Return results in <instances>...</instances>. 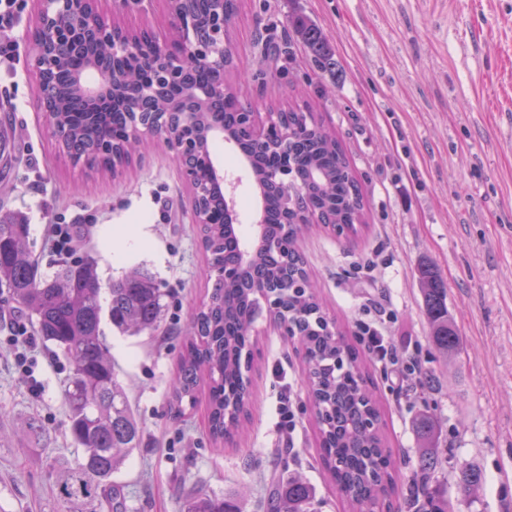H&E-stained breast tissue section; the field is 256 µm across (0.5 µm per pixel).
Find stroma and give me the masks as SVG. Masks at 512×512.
<instances>
[{"instance_id":"obj_1","label":"stroma","mask_w":512,"mask_h":512,"mask_svg":"<svg viewBox=\"0 0 512 512\" xmlns=\"http://www.w3.org/2000/svg\"><path fill=\"white\" fill-rule=\"evenodd\" d=\"M37 7L25 0L19 21L0 28V44L21 48L0 57V121H9L20 154L7 175V205L27 219L40 273L64 261L49 235L64 224L78 232L76 254H94L102 281L144 267L166 290L164 332L104 331L142 429L141 447L116 477L129 512H180L183 498L213 492L237 499L243 512H263V482L273 475L306 479L317 512H348L320 459L303 355L268 310L254 323L243 432L213 444L203 399L182 417L170 413L181 330L215 282L191 222L190 191L160 135L116 176L59 154L29 65ZM100 8L130 29L172 33V0H101ZM297 12L328 38L333 68L319 69L296 41L288 19ZM227 49L247 75L241 100L262 113L308 103L335 131L366 197L358 236L316 225L295 249L346 342H357L361 308H381L400 361L417 359L431 380L423 388L366 359L397 461L394 502L416 469L415 420L427 413L439 422L435 481L453 512H512V0H244ZM213 156L235 186L239 226L252 239L259 201L247 164L221 139ZM425 261L444 279L465 345L452 362L429 340L417 279ZM34 357L37 397L9 355L0 356V512H64L57 481L79 454L66 426L70 365L41 343ZM286 392L292 430L278 425ZM464 464L484 475L471 503L455 485Z\"/></svg>"}]
</instances>
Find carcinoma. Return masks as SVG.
Wrapping results in <instances>:
<instances>
[{"instance_id":"carcinoma-1","label":"carcinoma","mask_w":512,"mask_h":512,"mask_svg":"<svg viewBox=\"0 0 512 512\" xmlns=\"http://www.w3.org/2000/svg\"><path fill=\"white\" fill-rule=\"evenodd\" d=\"M291 28L319 66L329 68L333 51L320 28L300 14L291 18ZM182 63L190 73V85H208L213 73L209 60L190 54L182 57ZM83 66L80 54L64 59L52 78L59 101H74L70 76ZM117 69L115 90L120 92L140 80L144 61L133 55ZM245 109L233 88L224 85L225 136L232 135L237 114ZM57 120L62 137L77 146L76 165L110 169L113 153L127 162L143 147L141 141L128 146L122 142L121 112L101 118L72 106L57 113ZM275 122L293 129L288 154L268 144L242 147L251 176L262 189L261 223L251 243L218 214L212 223L200 225L216 283L207 307L187 325L188 340L172 382L169 408L174 416H182L196 406L199 387L205 384L212 438L222 442L234 436L250 403L247 372L259 295L271 293L278 302L271 314L291 323L292 338L303 352L320 424L322 457L338 492L352 512L400 510L402 506L389 498L394 461L382 432L380 409L359 370L356 353L329 326L314 293L300 287L306 270L289 250L295 235L303 231L296 224L302 212H328L334 224L358 234L364 198L344 148L308 106L280 109ZM294 193L302 206L298 212H287L282 199ZM28 233L23 215L0 211V283L10 290L12 311L30 319L42 341L61 351L70 364L65 388L67 426L81 454L66 467L59 498L68 512L106 496L112 512H127L120 485L112 477L141 446L142 431L115 374L101 322L106 316L122 333L152 335L162 321L164 293L149 271L137 270L109 282L105 311L95 257L87 254L42 276L27 252ZM419 286L433 346L451 362L461 350L462 339L448 312L447 289L426 263L419 268ZM415 429L420 442L418 468L405 507L411 512H449L448 499L432 486L438 466L433 448L438 423L423 415ZM482 483L478 469L459 467L456 488L461 496L473 495ZM313 502L312 486L292 476L271 487L266 512H313ZM183 512L240 509L233 498L200 494L185 502Z\"/></svg>"}]
</instances>
